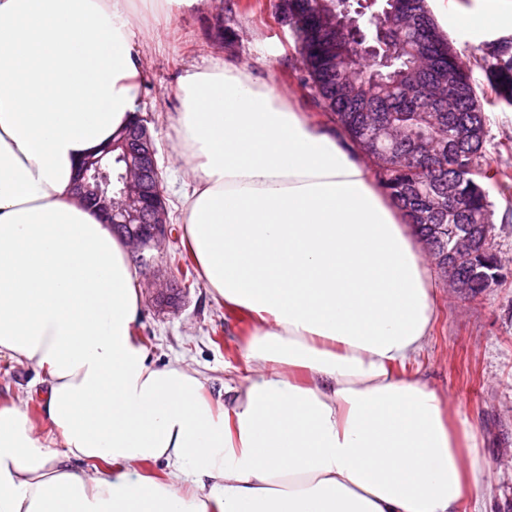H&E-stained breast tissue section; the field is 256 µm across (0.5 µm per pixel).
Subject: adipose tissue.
Instances as JSON below:
<instances>
[{
	"label": "adipose tissue",
	"instance_id": "1",
	"mask_svg": "<svg viewBox=\"0 0 512 512\" xmlns=\"http://www.w3.org/2000/svg\"><path fill=\"white\" fill-rule=\"evenodd\" d=\"M196 2L0 0V356L43 371L56 430L0 406V512L483 500L474 429L398 372L436 315L416 232L343 132L242 66L187 71L169 122L194 184L183 243L213 296L248 317V373L219 406L198 371L149 364L129 247L74 177L137 113L141 12ZM439 10L455 28L512 27V0ZM155 461L171 475L145 472Z\"/></svg>",
	"mask_w": 512,
	"mask_h": 512
}]
</instances>
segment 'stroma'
Here are the masks:
<instances>
[{
	"label": "stroma",
	"instance_id": "stroma-1",
	"mask_svg": "<svg viewBox=\"0 0 512 512\" xmlns=\"http://www.w3.org/2000/svg\"><path fill=\"white\" fill-rule=\"evenodd\" d=\"M228 3L199 0L189 8L173 7L159 20L156 36L138 45L143 76L139 110L151 120L165 202L174 221L184 194L193 187L172 162L168 128V116L178 107V83L187 70L224 62L251 66L261 58L272 82L290 92L304 111L320 114L300 82L294 35L288 26L274 22L273 5L261 12L236 13L233 20L217 24V14L225 13ZM484 109L485 159L512 172V106L490 95ZM490 201L493 249L504 264L500 282L464 301L452 294L440 273H433L436 319L423 349L400 372L448 396L454 412L473 426L479 464L490 476L484 512H512V192L491 190ZM172 270L164 250L155 252L151 265L139 266L138 334L153 363L178 360L200 371L214 401L223 402L225 383L245 373L241 340L246 322L200 282L190 287L177 310L157 307L147 283L154 274L166 276ZM43 379L28 362L0 358V404L25 401L29 417L48 435L52 428L41 419Z\"/></svg>",
	"mask_w": 512,
	"mask_h": 512
}]
</instances>
